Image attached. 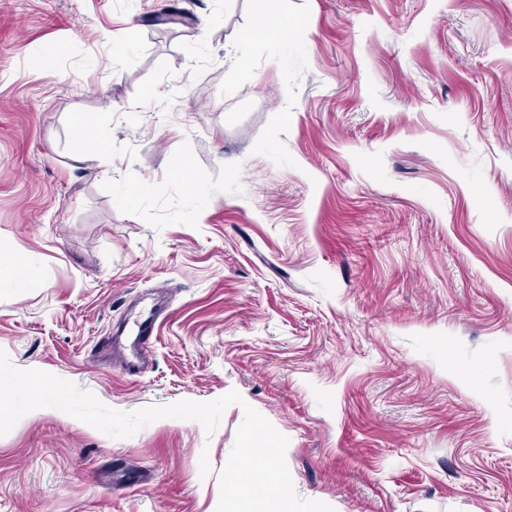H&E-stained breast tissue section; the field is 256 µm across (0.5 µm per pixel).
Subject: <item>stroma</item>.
I'll use <instances>...</instances> for the list:
<instances>
[{"mask_svg":"<svg viewBox=\"0 0 512 512\" xmlns=\"http://www.w3.org/2000/svg\"><path fill=\"white\" fill-rule=\"evenodd\" d=\"M282 10L242 51L248 0H0V349L120 411L237 390L334 512H512V0ZM242 407L32 411L0 512H215ZM76 121L80 123V132L78 134L73 133V136L79 147H81L86 140L92 139L95 144L94 151L100 166L104 167L106 172L112 171V157L107 148L108 139L106 135L101 131H95L90 128L87 129L86 125L79 119Z\"/></svg>","mask_w":512,"mask_h":512,"instance_id":"stroma-1","label":"stroma"}]
</instances>
